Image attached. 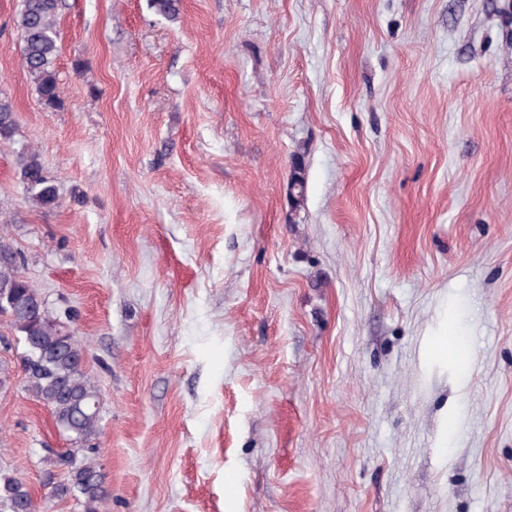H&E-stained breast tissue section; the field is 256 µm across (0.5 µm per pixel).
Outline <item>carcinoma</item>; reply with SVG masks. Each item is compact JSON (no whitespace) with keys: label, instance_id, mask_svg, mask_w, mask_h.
Wrapping results in <instances>:
<instances>
[{"label":"carcinoma","instance_id":"obj_1","mask_svg":"<svg viewBox=\"0 0 512 512\" xmlns=\"http://www.w3.org/2000/svg\"><path fill=\"white\" fill-rule=\"evenodd\" d=\"M150 7L169 21L179 18L181 0H149ZM62 0H21L15 26L21 38V56L36 91L47 108L60 104L55 62L60 44L57 17ZM18 128L14 111L0 101V138L13 140ZM16 174L28 199L42 207L54 206L58 199L55 180L49 176L39 153L19 152ZM306 181L298 159H293L288 181V199L293 211L301 209ZM16 254L12 263H0V316L23 347L21 356L25 390L46 406L58 430L72 449L57 453L53 463L63 468L66 478L52 486L50 497L73 499L83 512H100L108 497L104 475L96 462L99 452L100 411L94 405L100 394L84 367L85 341L65 333L61 315L48 310L37 289L22 279ZM0 512H39L25 481L0 471Z\"/></svg>","mask_w":512,"mask_h":512}]
</instances>
